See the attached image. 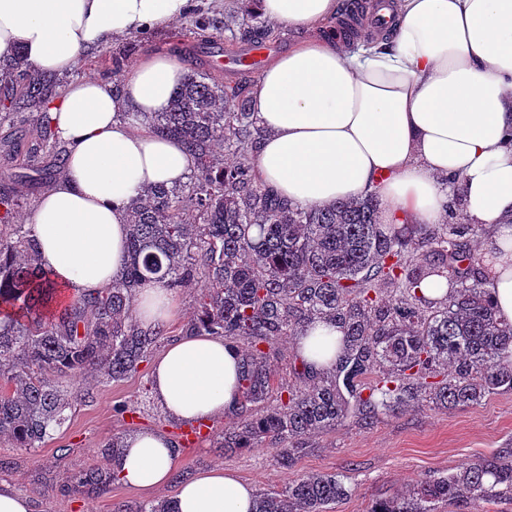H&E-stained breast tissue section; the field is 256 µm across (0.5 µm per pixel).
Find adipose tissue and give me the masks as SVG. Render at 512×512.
<instances>
[{
  "instance_id": "ef3b65f1",
  "label": "adipose tissue",
  "mask_w": 512,
  "mask_h": 512,
  "mask_svg": "<svg viewBox=\"0 0 512 512\" xmlns=\"http://www.w3.org/2000/svg\"><path fill=\"white\" fill-rule=\"evenodd\" d=\"M189 0H0V59L23 52L39 71L64 73L82 55L143 27L183 17ZM268 20L305 30L258 75L252 110L265 132L259 180L288 200L324 208L377 194L382 220L434 223L453 188L465 223L492 228L485 289L512 321V0H393L389 40L354 51L324 35L337 0H259ZM186 70L172 48L142 55L121 85L72 83L47 118L67 150L61 179L31 218L39 263L77 298L118 281L127 260L128 208L151 185L184 182L195 160L155 133ZM453 176L457 185L446 184ZM142 328L171 325L174 293L157 281L136 295ZM341 332L318 322L297 341L314 372L331 368ZM241 348L217 336H179L156 357L152 393L172 419L194 424L240 406ZM179 450L151 430L127 434L109 469L142 489L166 487ZM255 490L215 468L180 484L176 512H251Z\"/></svg>"
}]
</instances>
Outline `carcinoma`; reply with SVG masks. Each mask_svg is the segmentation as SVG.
<instances>
[{
    "instance_id": "cac0c4a2",
    "label": "carcinoma",
    "mask_w": 512,
    "mask_h": 512,
    "mask_svg": "<svg viewBox=\"0 0 512 512\" xmlns=\"http://www.w3.org/2000/svg\"><path fill=\"white\" fill-rule=\"evenodd\" d=\"M211 28L249 45L271 35L256 0H240L239 15L222 21L193 7L185 31ZM7 77L21 87L25 108L45 109L54 79L30 69L20 53L0 61V80ZM149 124L184 142L195 169L188 182L150 187L131 203L124 274L101 292L64 298L37 266L29 225L14 222L17 200L0 195L1 444L39 447L86 398L80 384L121 380L148 360L170 334L134 320L135 290L150 278L172 289L209 284L179 332L244 345L237 421L217 435L220 447L273 448L286 470L306 436L352 416L370 420L422 397L442 409L473 406L512 391V322L482 286L481 256L460 241L481 228L383 226L374 194L322 209L281 197L254 171L263 131L245 79L230 84L193 72ZM36 133L40 145L56 143L42 114ZM431 276L460 288L432 300L420 291ZM321 320L343 330L332 373L315 378L301 362L292 366L298 383L275 386L276 343ZM114 479L95 467L79 477L93 490ZM348 494L338 476L315 473L262 491L254 508L328 512ZM505 496H512V451L435 474L368 512H434L440 503L482 512Z\"/></svg>"
}]
</instances>
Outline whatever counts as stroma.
Instances as JSON below:
<instances>
[{
  "label": "stroma",
  "mask_w": 512,
  "mask_h": 512,
  "mask_svg": "<svg viewBox=\"0 0 512 512\" xmlns=\"http://www.w3.org/2000/svg\"><path fill=\"white\" fill-rule=\"evenodd\" d=\"M171 33L168 26L155 29L149 50L179 46L186 69L199 65L221 80L235 79L233 70L215 64L211 49L217 46L224 55H238L243 44L211 30L179 42ZM35 143L27 110L14 109L9 120L0 123V170L9 174L5 187L18 194L17 218L23 222L30 220L65 152L60 144L52 151L37 153ZM150 374L151 365L145 362L138 373L124 380L97 384L92 401L75 403L66 423L41 447L1 451L8 464L0 468V483L27 496L33 512H114L121 504L137 512L142 504L172 498L176 492L172 484L162 490H144L115 480L106 489L95 491L78 482L82 471L104 466L108 457L105 447L113 435L148 429L181 440L186 426L168 417L156 403ZM119 404L127 406V413H116ZM231 422L228 416L213 419L209 433L194 445H181L176 474L191 477L221 465L261 491L284 487L299 476L332 473L351 489L350 496L337 502L333 512H368L373 501L403 495L423 478L512 449V391L447 411L423 400L372 420L350 418L336 430L306 437L304 453L288 470L276 464L269 448L223 455L215 436Z\"/></svg>",
  "instance_id": "stroma-1"
}]
</instances>
